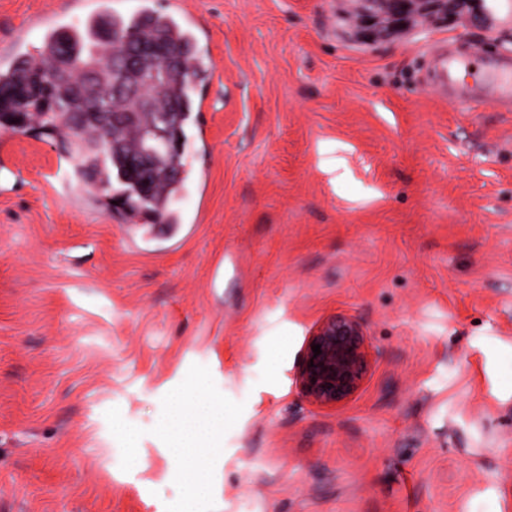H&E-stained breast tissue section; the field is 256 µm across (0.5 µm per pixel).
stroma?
<instances>
[{"mask_svg": "<svg viewBox=\"0 0 512 512\" xmlns=\"http://www.w3.org/2000/svg\"><path fill=\"white\" fill-rule=\"evenodd\" d=\"M208 64L188 195L147 232L0 127V512H512V0L355 33L362 0H180ZM0 0V67L84 19ZM361 320L345 404L294 373ZM465 55L456 53L448 55L447 50L441 47L430 56L429 67L433 73L434 82L438 86L446 87L448 85V72L450 68L457 63H461ZM313 345H321L314 356ZM313 360L314 367H310ZM371 364V345L357 318L332 315L307 337L294 379L301 394L320 407L349 401L361 388Z\"/></svg>", "mask_w": 512, "mask_h": 512, "instance_id": "stroma-1", "label": "stroma"}]
</instances>
